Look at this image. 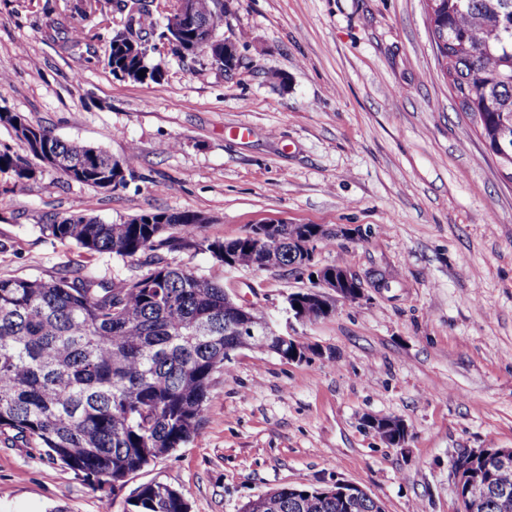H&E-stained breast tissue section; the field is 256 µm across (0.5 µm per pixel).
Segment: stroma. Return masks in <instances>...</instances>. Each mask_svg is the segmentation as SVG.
Listing matches in <instances>:
<instances>
[{
    "label": "stroma",
    "instance_id": "35a3bbf8",
    "mask_svg": "<svg viewBox=\"0 0 512 512\" xmlns=\"http://www.w3.org/2000/svg\"><path fill=\"white\" fill-rule=\"evenodd\" d=\"M69 5L0 0V108L133 157L135 176L105 191L0 173V277L53 282L78 269L119 283L177 266L311 353H232L199 434L117 490L0 445V512H99L104 501L126 512L151 481L182 492L191 512H240L276 488L338 480L386 512H458L454 460L512 448V180L459 109L424 0H228L238 68L162 46L158 84L115 78L104 62L123 13L92 49L48 40L53 21L73 37ZM157 211L204 216L197 235L211 239L269 220L320 225L331 238L315 266H347L365 296L299 322L288 297L312 287L310 269H229L194 247L123 258L41 230L77 213L120 224ZM368 416L402 420L405 443H385Z\"/></svg>",
    "mask_w": 512,
    "mask_h": 512
}]
</instances>
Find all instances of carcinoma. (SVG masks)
I'll return each mask as SVG.
<instances>
[{
  "mask_svg": "<svg viewBox=\"0 0 512 512\" xmlns=\"http://www.w3.org/2000/svg\"><path fill=\"white\" fill-rule=\"evenodd\" d=\"M199 22L216 34L224 26L218 0H194ZM430 21L437 60L451 92L471 116L484 141L512 144V0H432ZM121 11L147 21L146 0H128ZM164 36V33L157 34ZM174 54L197 47L191 33L168 40ZM110 71L126 72L125 56L105 50ZM157 83L161 67L146 56L136 61ZM0 126L15 138L49 150L61 163L55 173L94 188L115 189L134 177L132 161L112 160L98 148L100 166L88 168L89 146L64 142L20 113L1 111ZM29 162L0 150V172L25 182ZM190 212L142 215V223L108 224L69 215L46 225L49 235L94 252L122 257L162 248L196 246L224 260V241L197 238ZM308 224H279L280 249L261 252L256 243L234 239L241 268L284 269L292 264L293 239ZM245 317L263 320L226 294L224 286L179 267L162 265L115 285L79 272L47 283L0 278V443L41 449L50 459L100 486L125 483L153 460L188 443L205 415L212 377L231 354L250 347L288 358V347L224 337V324ZM512 492V466L489 476L484 512H499L498 493ZM128 512H189L184 496L166 484L142 485ZM241 512H344L336 495L312 487H281L246 502Z\"/></svg>",
  "mask_w": 512,
  "mask_h": 512,
  "instance_id": "1",
  "label": "carcinoma"
}]
</instances>
